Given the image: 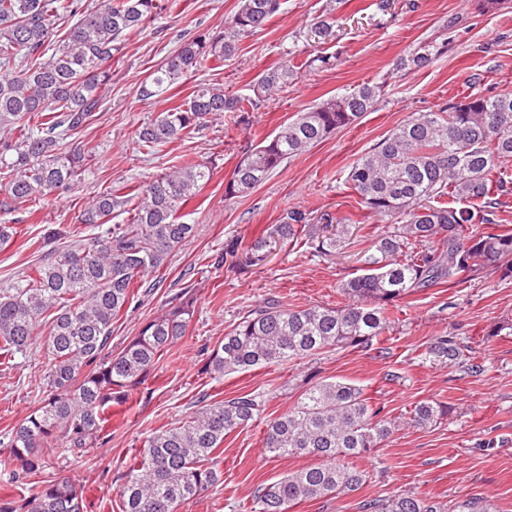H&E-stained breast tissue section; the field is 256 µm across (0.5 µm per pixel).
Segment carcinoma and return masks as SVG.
Instances as JSON below:
<instances>
[{
  "label": "carcinoma",
  "instance_id": "obj_1",
  "mask_svg": "<svg viewBox=\"0 0 512 512\" xmlns=\"http://www.w3.org/2000/svg\"><path fill=\"white\" fill-rule=\"evenodd\" d=\"M282 0H240L224 25L195 33L140 88L151 98L208 61L224 62L239 42L264 29ZM160 0H0V187L13 203L51 201L72 192L89 170L95 149L68 141L102 103L112 59L126 36L144 28ZM76 22L58 33L56 22ZM293 70L271 69L253 85L254 97L195 85L188 99L145 124L138 145L148 149L201 127L211 114L248 112L272 90L288 83ZM472 92L437 112H414L366 155L354 162L344 184L370 219L384 223L361 257V274L338 285L340 306L288 308L270 299L250 309L208 354L205 371L222 376L273 364L315 358L329 349L368 348L393 322L406 298L426 288H452L492 272L512 277V225L498 223L508 193L501 164L512 160V91L492 92L470 83ZM381 87L359 84L296 114L273 137L264 138L236 163L224 193L254 189L285 161L370 111ZM212 177L204 162H188L147 183L130 196L106 191L90 201L81 223L98 225L130 200L128 224H116L76 245L53 250L10 288L0 289V342L16 354L39 338L51 353L49 394L9 434L0 453V475L17 488L0 501V512H83L80 486L66 476L41 480L50 463L42 450L79 459L108 437L112 406L142 394L155 364L185 336L193 316L179 300L146 322L117 353L109 351L112 320L144 287L145 276L166 267L175 249L195 235L196 225L179 213ZM470 200L480 201L472 210ZM349 225L318 233L306 214L249 243L231 242L224 256L247 263L266 260L275 239L298 235L320 255L344 247ZM470 347L438 336L426 355L445 365L471 362ZM259 394L197 401L186 418L154 431L139 456L120 474V512H176L189 500L207 498L220 481L215 452L224 437L264 412ZM452 407L433 400L414 406L408 424L435 425ZM399 424L380 416L363 389L348 381L321 379L297 404L266 424L264 451L273 458H314L258 491V512H289L300 502L331 501L360 490L368 481L355 465L386 441ZM361 512H494L476 498L431 500L404 491L364 499Z\"/></svg>",
  "mask_w": 512,
  "mask_h": 512
}]
</instances>
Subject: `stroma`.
Here are the masks:
<instances>
[{
    "instance_id": "stroma-1",
    "label": "stroma",
    "mask_w": 512,
    "mask_h": 512,
    "mask_svg": "<svg viewBox=\"0 0 512 512\" xmlns=\"http://www.w3.org/2000/svg\"><path fill=\"white\" fill-rule=\"evenodd\" d=\"M162 2L160 14L113 60L99 112L73 136L97 148L89 176L50 203L0 208V222L17 228L11 243L0 248L1 289L30 273L49 251L71 246L76 235L94 234L80 214L97 193L127 194L132 185L174 169L188 156L213 170L182 211L183 222L196 227L194 237L172 253L160 285L140 290L113 321L111 346L120 350L181 293L194 301L186 335L157 363L143 401L113 406L107 442L83 460L56 462L81 485L83 512H119L117 477L126 463L152 432L188 415L203 393L215 400L260 394L265 411L225 437L217 452L222 478L212 496L181 504L177 512H254L259 488L307 464L303 458H270L263 440L267 420L292 407L313 375L354 382L388 417L426 399L449 404L453 413L427 428L402 426L375 455L358 459L368 475L358 492L302 502L291 512H360L362 499L402 490L442 501L478 498L495 512H512V334L504 329L512 323V277L486 274L450 290L412 295L378 349H333L314 359L221 378L204 371L207 349L259 302L275 299L291 308L342 303L337 285L356 271L374 231L344 189L349 167L411 113L435 112L461 100L471 76L491 91L512 89V0L490 12L481 11L479 0H284L265 29L241 41L223 65L200 69L145 100L141 84L175 52L180 36L220 26L238 0ZM325 14L336 19L335 39L308 46L307 31ZM421 44L442 52L426 66L398 67L399 58ZM317 53L334 56V66H309ZM283 64L290 65L293 78L254 111L225 113L151 152L137 147L139 128L183 103L196 84H217L248 97L255 79ZM366 82L383 84L384 90L360 120L288 159L251 191L225 196L236 163L258 141L275 135L297 112ZM292 210L318 225H353L346 253L318 255L301 237L278 242L257 266L225 261L224 248L232 240L258 237ZM445 335L471 346L481 373L426 357L428 344ZM48 363L41 341L24 353L0 355L1 442L45 399Z\"/></svg>"
}]
</instances>
